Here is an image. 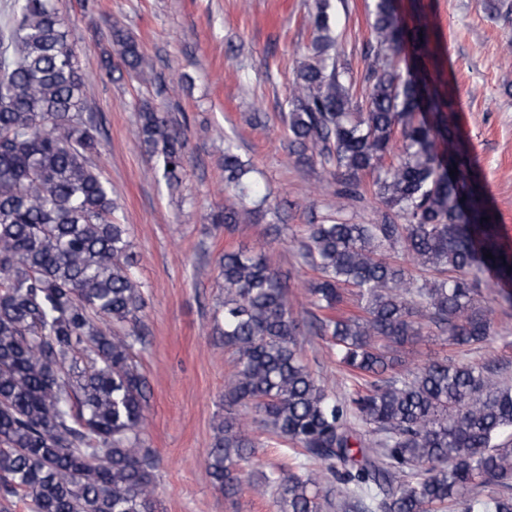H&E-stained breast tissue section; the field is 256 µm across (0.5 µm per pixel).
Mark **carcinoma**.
<instances>
[{"label": "carcinoma", "instance_id": "obj_1", "mask_svg": "<svg viewBox=\"0 0 512 512\" xmlns=\"http://www.w3.org/2000/svg\"><path fill=\"white\" fill-rule=\"evenodd\" d=\"M326 9L317 0V55L288 99L292 153L343 179L347 195L371 174L405 223L309 225L299 241L318 272L308 323L275 254L224 251L220 335L235 363L225 402L295 449L288 468L250 479L256 441L229 411L205 473L226 497L244 485L273 494L277 512H512V384L501 370L444 358L394 372L425 325L450 346L488 341L493 308L478 274L512 286V248L457 136L451 89L419 64L426 32L400 23L394 0H376L361 106L324 57ZM112 37L121 66L139 72V44ZM138 132L156 173L178 185L182 131L146 103ZM98 135L53 0H12L0 23V492L37 512H155V455L142 438L150 387L134 363L144 285L94 162ZM398 143V161L385 163ZM248 173L226 149L225 187L252 200L213 215L229 231L255 223L268 200ZM397 247L411 265L389 259ZM345 288L357 296L348 315ZM306 335L330 338L353 387L320 383L302 359ZM487 482L501 492L482 494Z\"/></svg>", "mask_w": 512, "mask_h": 512}]
</instances>
